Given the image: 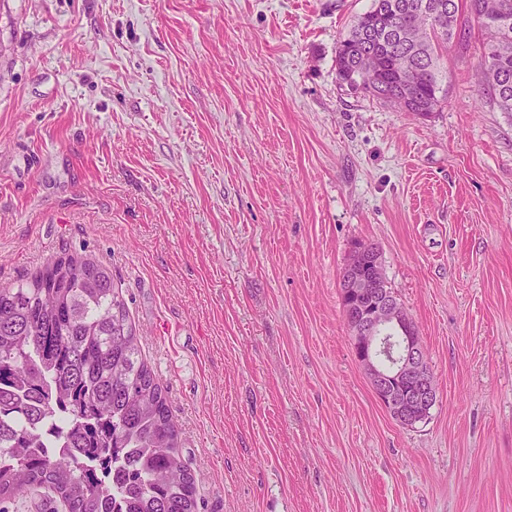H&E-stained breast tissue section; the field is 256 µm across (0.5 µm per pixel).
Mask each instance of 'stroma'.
Segmentation results:
<instances>
[{
	"instance_id": "1",
	"label": "stroma",
	"mask_w": 512,
	"mask_h": 512,
	"mask_svg": "<svg viewBox=\"0 0 512 512\" xmlns=\"http://www.w3.org/2000/svg\"><path fill=\"white\" fill-rule=\"evenodd\" d=\"M372 0H0V284L112 271L197 512H512V114L474 22L422 118L354 93ZM376 245L437 402L391 418L352 354Z\"/></svg>"
}]
</instances>
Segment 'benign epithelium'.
<instances>
[{"label": "benign epithelium", "instance_id": "obj_1", "mask_svg": "<svg viewBox=\"0 0 512 512\" xmlns=\"http://www.w3.org/2000/svg\"><path fill=\"white\" fill-rule=\"evenodd\" d=\"M365 268L368 274L363 275ZM343 283L347 299L343 309L353 331V353L375 396L398 422H420L437 401L436 386L415 323L389 287L376 247L353 245ZM385 328L403 333V357L388 368L379 358L380 332Z\"/></svg>", "mask_w": 512, "mask_h": 512}]
</instances>
